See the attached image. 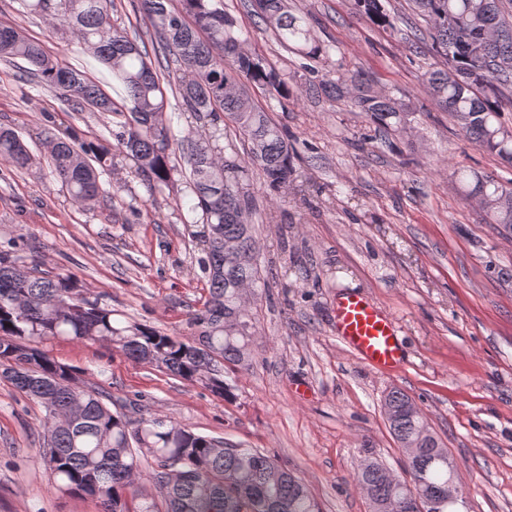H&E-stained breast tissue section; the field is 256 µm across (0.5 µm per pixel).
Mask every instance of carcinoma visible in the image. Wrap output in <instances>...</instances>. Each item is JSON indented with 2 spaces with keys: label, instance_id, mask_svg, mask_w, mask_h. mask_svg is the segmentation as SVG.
I'll return each mask as SVG.
<instances>
[{
  "label": "carcinoma",
  "instance_id": "1",
  "mask_svg": "<svg viewBox=\"0 0 512 512\" xmlns=\"http://www.w3.org/2000/svg\"><path fill=\"white\" fill-rule=\"evenodd\" d=\"M139 0V22L129 33L110 22V0H17L29 17L60 22L102 64L120 89L112 99L87 72L53 56L13 27H0V59L25 61L26 73L61 92L76 112L91 109L128 114L116 138L137 163L136 173L162 188L174 181L170 164L178 148L190 167L188 211L200 216L202 272L208 295L189 317L191 336H177L114 317L85 295L78 281L54 275L38 262L0 252V375L45 411L43 447L57 488L98 501L101 512H321L301 478L257 448L226 445L162 417L131 420L112 411L111 396L78 381L73 369L49 357L39 344L50 339L102 342L128 359L201 382L213 394L233 396L230 372L252 360L255 323L243 295L267 288L257 262L251 224L253 204L243 191L249 171L259 170L278 190L294 172L296 149L288 133L255 105L252 92L286 98L288 81L273 65L243 48L224 0ZM427 38L445 59L424 74L436 103L460 131L512 165V139L501 112L512 105V12L504 0H413ZM259 20L283 45L313 60L324 48L306 17L288 0H252ZM374 24L389 25L383 0H355ZM154 38L153 67L145 36ZM181 99L192 118L212 124L230 119L247 141L245 159H226L222 129L198 137H176L165 117L167 91ZM308 90L344 96L380 130L403 128L412 113L357 74L351 84L323 75ZM42 160L78 207L103 194L99 177L112 166V145L85 143L72 132L45 131ZM0 159L27 170L36 157L13 130L0 127ZM493 224H512V182L465 169L455 172ZM382 407L393 410L388 427L398 447L409 448L407 477L393 474L365 448L354 472L370 512H468L466 496L448 449L411 397L389 391ZM156 487L150 492L141 485ZM453 490L456 503L448 501Z\"/></svg>",
  "mask_w": 512,
  "mask_h": 512
}]
</instances>
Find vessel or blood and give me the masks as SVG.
Here are the masks:
<instances>
[{"label": "vessel or blood", "instance_id": "b4317fda", "mask_svg": "<svg viewBox=\"0 0 512 512\" xmlns=\"http://www.w3.org/2000/svg\"><path fill=\"white\" fill-rule=\"evenodd\" d=\"M337 340L379 372L402 366L405 353L396 320L360 291L337 293L333 305Z\"/></svg>", "mask_w": 512, "mask_h": 512}]
</instances>
